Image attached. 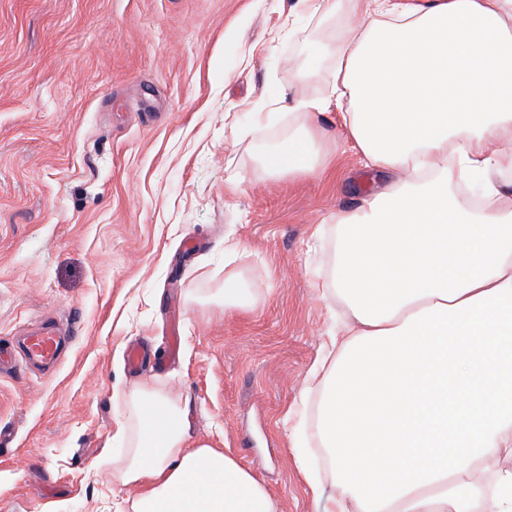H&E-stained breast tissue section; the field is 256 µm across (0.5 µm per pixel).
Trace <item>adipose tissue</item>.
I'll return each mask as SVG.
<instances>
[{"label":"adipose tissue","instance_id":"ef3b65f1","mask_svg":"<svg viewBox=\"0 0 512 512\" xmlns=\"http://www.w3.org/2000/svg\"><path fill=\"white\" fill-rule=\"evenodd\" d=\"M298 2L344 20L315 49L333 96L293 101L300 122L262 173L316 176L311 119L334 106L360 164L406 174L333 225L329 285L352 324L307 389L324 512H512V0ZM457 174L481 179L482 205ZM128 410L132 512H279L238 458L189 441L181 401L137 388Z\"/></svg>","mask_w":512,"mask_h":512}]
</instances>
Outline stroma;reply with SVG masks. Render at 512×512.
Wrapping results in <instances>:
<instances>
[{"instance_id":"stroma-1","label":"stroma","mask_w":512,"mask_h":512,"mask_svg":"<svg viewBox=\"0 0 512 512\" xmlns=\"http://www.w3.org/2000/svg\"><path fill=\"white\" fill-rule=\"evenodd\" d=\"M293 0H0V340L41 313L81 331L56 370L0 373V512H127L126 399L188 403L191 441L231 452L281 512H317L289 412L336 327L323 295L337 213L387 177L358 164L336 113L317 178L266 179L282 97L335 17ZM242 249L224 252L226 237ZM257 287L225 312L226 281ZM152 367L129 372L127 345Z\"/></svg>"}]
</instances>
